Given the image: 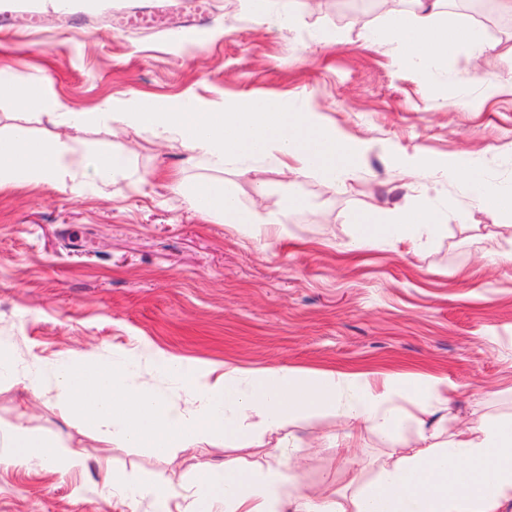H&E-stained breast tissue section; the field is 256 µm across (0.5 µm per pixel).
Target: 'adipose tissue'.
Listing matches in <instances>:
<instances>
[{"label": "adipose tissue", "instance_id": "ef3b65f1", "mask_svg": "<svg viewBox=\"0 0 512 512\" xmlns=\"http://www.w3.org/2000/svg\"><path fill=\"white\" fill-rule=\"evenodd\" d=\"M405 13L391 16L386 26L366 30L369 43L392 39L398 66L424 74L447 60L449 53L481 56L495 43L472 26L449 24L443 17L446 0H413ZM47 119L80 132L100 120L113 127L149 131L155 139L183 147L188 162L207 161L216 168L256 155L278 161L284 175H311L343 185L360 172L358 160L369 145L353 147L309 113L277 106L264 98L209 105L170 100H144L123 110L105 101L92 111H76L56 99H44ZM69 146L57 138L36 139L21 127L0 132V189L19 182L55 186L74 184L76 171L68 160ZM438 174L460 180L485 209L512 212V194L490 188L475 172L461 173L458 162L438 167ZM250 207H241L223 182H201L182 189L189 209L217 216L225 224L249 226L285 238L286 216L264 202L262 180H255ZM353 251L393 241L424 246L447 233L442 213L423 206L384 208L376 213H351ZM162 371L176 373L188 385L189 406H169L154 394L130 388V369L122 364L93 365L69 361L57 376V390L80 422L103 427L111 442L153 449L159 454L190 451L202 441L248 438L262 446L263 436L278 433L270 452L276 461L295 440L284 432L303 413L334 411L348 430L344 458H351L355 438L371 432L391 441L406 425L405 396L396 379L374 387L360 370L301 374L285 368L259 371L233 369L223 380H211L188 360L162 358ZM415 450L381 465L373 479L352 472V495L302 485L300 465H274L259 472L250 467L200 461L195 465L194 493L172 509L167 490L151 481H128L114 475L105 486L112 495L151 500L155 512H512V418L463 421L445 430L440 421L421 420ZM6 462L46 466L62 474L83 471V454L50 436L16 422L5 436Z\"/></svg>", "mask_w": 512, "mask_h": 512}]
</instances>
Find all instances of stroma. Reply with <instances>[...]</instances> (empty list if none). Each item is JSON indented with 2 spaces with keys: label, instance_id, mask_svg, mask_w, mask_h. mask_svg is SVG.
Masks as SVG:
<instances>
[{
  "label": "stroma",
  "instance_id": "stroma-1",
  "mask_svg": "<svg viewBox=\"0 0 512 512\" xmlns=\"http://www.w3.org/2000/svg\"><path fill=\"white\" fill-rule=\"evenodd\" d=\"M291 29L256 24L245 0H101L92 10L50 0L0 7V68L14 84L78 110L109 99L123 106L149 97L212 102L265 97L311 113L347 143H376L360 176L330 186L307 175L284 176L277 162L250 157L218 170L187 163L179 146L150 132L102 125L72 144L81 192L49 184L0 191V423L30 429L81 449L85 471L0 464V512H153L145 500L105 497L103 462L129 481L166 483L176 498L193 491L190 454L161 456L108 442L75 421L55 399L56 372L71 355L135 367L133 388L183 406L191 394L156 369L162 355L223 376L225 369L284 367L303 372L360 369L374 383L406 382L404 406L428 408L415 385L429 376L458 388L449 416L477 422L512 416V215L480 208L456 181H405L401 159L435 166L461 157L493 186H512V88L488 98L477 67L512 81V15L477 11L472 0L449 6L448 19L478 26L496 54L449 55L424 77L402 70L394 46L363 45V27L385 25L378 6L348 14L293 0ZM204 17L197 39L179 25ZM26 126L37 137L59 129L38 104L15 108L0 91V130ZM131 151L129 176L105 187L93 161ZM178 170L185 184L220 180L240 206L254 198L287 210L290 240L259 237L203 220L158 171ZM388 203L427 204L448 212V233L415 249L381 244L347 256L348 216ZM466 221H459V213ZM38 371L39 395L17 376ZM303 458L305 485L348 493V468L372 476L403 455L402 444L366 433L351 466L327 439L344 429L328 411L306 413L286 428ZM324 436L310 448L312 436Z\"/></svg>",
  "mask_w": 512,
  "mask_h": 512
}]
</instances>
